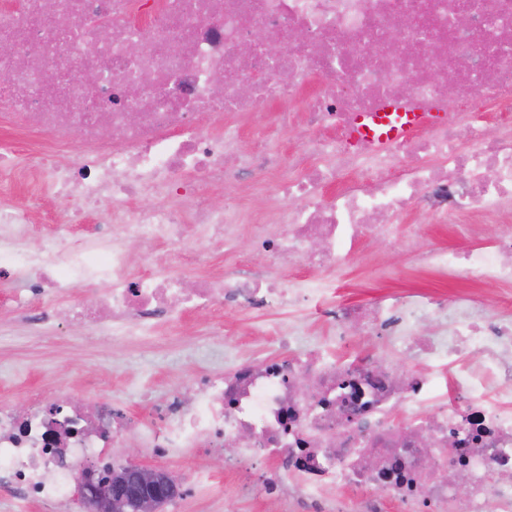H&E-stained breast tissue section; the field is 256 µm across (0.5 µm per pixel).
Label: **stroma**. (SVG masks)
<instances>
[{"label":"stroma","mask_w":512,"mask_h":512,"mask_svg":"<svg viewBox=\"0 0 512 512\" xmlns=\"http://www.w3.org/2000/svg\"><path fill=\"white\" fill-rule=\"evenodd\" d=\"M366 252L381 256L394 270V279H375L364 261H357L339 283L337 304L365 305L413 293L448 297L461 289L460 284L411 272L405 253L384 243H372ZM13 292L12 284H0V401L17 403L35 393L50 404L70 390L78 398L94 394L118 401L131 414L143 416L152 400L191 388L197 373L223 369L229 359H255L273 348L265 337L253 335L254 316L248 312L199 310L175 327L160 322L147 334L107 339L87 325L52 315L49 298L34 303L35 313L52 316L37 333L10 312L7 301ZM201 463L206 479L182 491L163 512H282L265 495L243 492L226 473L223 456H207Z\"/></svg>","instance_id":"obj_1"}]
</instances>
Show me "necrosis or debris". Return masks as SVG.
Segmentation results:
<instances>
[{"label":"necrosis or debris","instance_id":"1","mask_svg":"<svg viewBox=\"0 0 512 512\" xmlns=\"http://www.w3.org/2000/svg\"><path fill=\"white\" fill-rule=\"evenodd\" d=\"M1 73L0 127L33 140L21 156L0 148L13 310L78 288L68 314L130 336L158 314L324 306L370 239L450 280L512 285V0H20L0 8ZM387 104L439 118L381 150L354 144L355 120ZM489 111L492 134L478 121ZM268 187L276 206L251 211ZM48 191L68 200L49 215L51 242L19 252ZM421 206L458 245L402 231ZM478 223L499 225L496 238L476 243ZM243 224L265 271L239 255ZM218 257L220 271L185 287ZM429 317L438 329L418 332ZM350 324L381 350L358 352ZM255 333L279 353L200 373L148 416L97 397L53 414L35 395L0 401V474L56 502L88 461L120 467L132 435L161 463L223 454L247 489L285 485L312 512H512V303L408 295L337 309L335 336L312 345L295 320Z\"/></svg>","mask_w":512,"mask_h":512}]
</instances>
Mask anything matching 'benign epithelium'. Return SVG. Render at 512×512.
<instances>
[{
    "label": "benign epithelium",
    "instance_id": "obj_1",
    "mask_svg": "<svg viewBox=\"0 0 512 512\" xmlns=\"http://www.w3.org/2000/svg\"><path fill=\"white\" fill-rule=\"evenodd\" d=\"M130 456L132 461L119 474H102L92 467L78 478L88 512H158L161 504L178 496L179 488L166 471L137 460L134 445Z\"/></svg>",
    "mask_w": 512,
    "mask_h": 512
}]
</instances>
